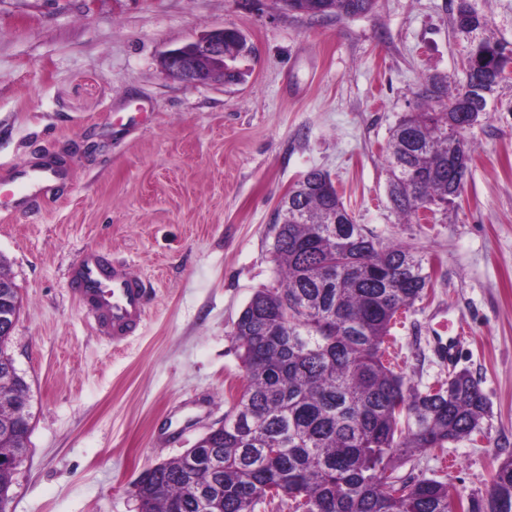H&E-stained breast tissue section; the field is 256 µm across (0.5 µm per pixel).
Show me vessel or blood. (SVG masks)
Instances as JSON below:
<instances>
[{
	"mask_svg": "<svg viewBox=\"0 0 512 512\" xmlns=\"http://www.w3.org/2000/svg\"><path fill=\"white\" fill-rule=\"evenodd\" d=\"M49 179L46 171L23 175L21 186L0 195V206L17 210L19 200L36 195ZM68 279L86 317L112 344L143 328L153 290L141 277L108 269L98 254L86 252L72 264Z\"/></svg>",
	"mask_w": 512,
	"mask_h": 512,
	"instance_id": "vessel-or-blood-1",
	"label": "vessel or blood"
}]
</instances>
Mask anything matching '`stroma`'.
<instances>
[{
    "label": "stroma",
    "instance_id": "stroma-1",
    "mask_svg": "<svg viewBox=\"0 0 512 512\" xmlns=\"http://www.w3.org/2000/svg\"><path fill=\"white\" fill-rule=\"evenodd\" d=\"M376 0L339 19L274 0H0V177L49 160L61 178L40 208L0 221V259L22 309L6 349L32 420L8 512H136L141 472L223 420L243 382L235 322L278 285L273 221L304 174H330L356 223L417 248L433 288L392 331L397 371L445 380L439 324L460 332L457 370L490 403L483 433L400 477L483 498L512 455V82L467 133L470 173L447 213L405 220L387 196L390 129L432 75L465 80L472 44L512 48V0ZM240 30L245 78L184 83L160 55L213 27ZM149 282L142 331L112 346L67 282L81 252Z\"/></svg>",
    "mask_w": 512,
    "mask_h": 512
}]
</instances>
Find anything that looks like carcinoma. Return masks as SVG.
<instances>
[{"label":"carcinoma","mask_w":512,"mask_h":512,"mask_svg":"<svg viewBox=\"0 0 512 512\" xmlns=\"http://www.w3.org/2000/svg\"><path fill=\"white\" fill-rule=\"evenodd\" d=\"M292 12L350 17L375 0H278ZM459 30L485 26L469 0H459ZM248 49L234 32L224 35V56ZM464 85L426 79L423 105L403 113L390 130L388 197L404 218L419 207L441 206L465 184L466 158H448L450 120L462 96L484 102L506 81L512 49L482 39L468 52ZM316 186L296 200V219L284 194L275 221L274 251L282 269L278 286L256 292L234 330L245 371L233 410L204 439L222 466H195L185 454L166 460L135 491L145 512H201L197 491L211 489L210 512H255L258 504L288 498L292 512H512V456L497 468L485 498L455 500L448 483L403 480L406 457L444 451L482 433L489 402L479 382L461 371L450 382L420 391L385 360V338L397 315L427 294L432 275L420 253L402 243L382 244L355 222L330 175L306 173ZM21 312L18 288L0 262V308ZM10 332L0 325V401L27 409L24 378L4 349ZM22 418L0 417V439L16 458L28 451ZM14 473L0 467V503H9Z\"/></svg>","instance_id":"obj_1"}]
</instances>
